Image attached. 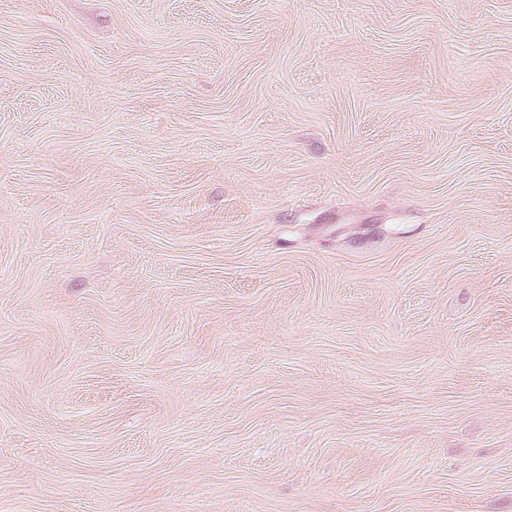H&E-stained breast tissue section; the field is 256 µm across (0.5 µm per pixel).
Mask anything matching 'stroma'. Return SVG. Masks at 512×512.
I'll list each match as a JSON object with an SVG mask.
<instances>
[{
	"label": "stroma",
	"mask_w": 512,
	"mask_h": 512,
	"mask_svg": "<svg viewBox=\"0 0 512 512\" xmlns=\"http://www.w3.org/2000/svg\"><path fill=\"white\" fill-rule=\"evenodd\" d=\"M0 512H512V0H0Z\"/></svg>",
	"instance_id": "obj_1"
}]
</instances>
